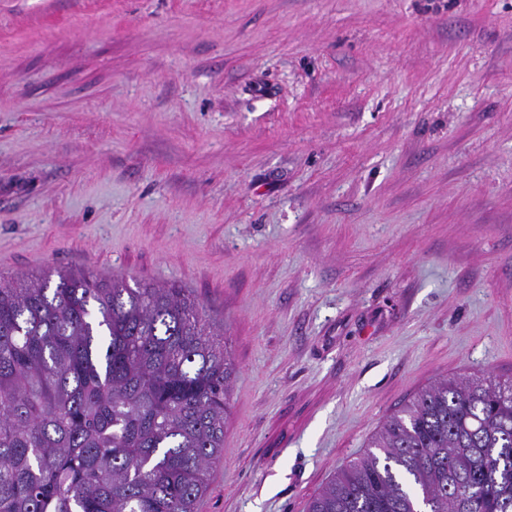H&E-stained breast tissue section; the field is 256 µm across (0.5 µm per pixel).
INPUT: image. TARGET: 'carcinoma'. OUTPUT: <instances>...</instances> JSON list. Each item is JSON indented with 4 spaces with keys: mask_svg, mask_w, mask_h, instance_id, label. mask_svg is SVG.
I'll list each match as a JSON object with an SVG mask.
<instances>
[{
    "mask_svg": "<svg viewBox=\"0 0 512 512\" xmlns=\"http://www.w3.org/2000/svg\"><path fill=\"white\" fill-rule=\"evenodd\" d=\"M222 335L182 288L0 279V512H197L236 374ZM308 512H512V381L422 388Z\"/></svg>",
    "mask_w": 512,
    "mask_h": 512,
    "instance_id": "carcinoma-1",
    "label": "carcinoma"
}]
</instances>
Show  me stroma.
<instances>
[{
    "instance_id": "obj_1",
    "label": "stroma",
    "mask_w": 512,
    "mask_h": 512,
    "mask_svg": "<svg viewBox=\"0 0 512 512\" xmlns=\"http://www.w3.org/2000/svg\"><path fill=\"white\" fill-rule=\"evenodd\" d=\"M187 289L237 365L198 512H307L512 380V0H0V276Z\"/></svg>"
}]
</instances>
